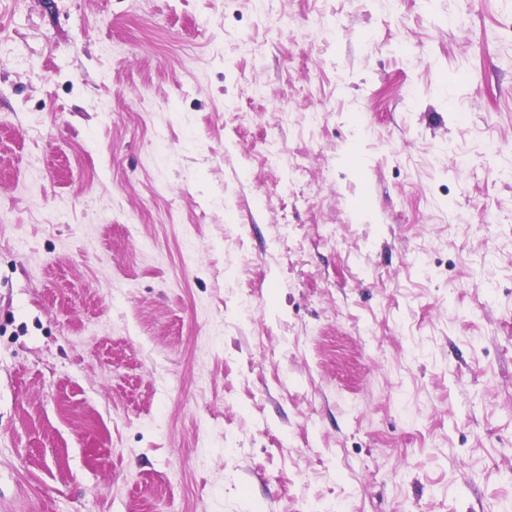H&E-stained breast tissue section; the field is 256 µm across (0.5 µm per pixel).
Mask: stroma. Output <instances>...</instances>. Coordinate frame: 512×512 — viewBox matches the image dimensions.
I'll use <instances>...</instances> for the list:
<instances>
[{
    "label": "stroma",
    "instance_id": "stroma-1",
    "mask_svg": "<svg viewBox=\"0 0 512 512\" xmlns=\"http://www.w3.org/2000/svg\"><path fill=\"white\" fill-rule=\"evenodd\" d=\"M503 167L512 0H0V512H512Z\"/></svg>",
    "mask_w": 512,
    "mask_h": 512
}]
</instances>
